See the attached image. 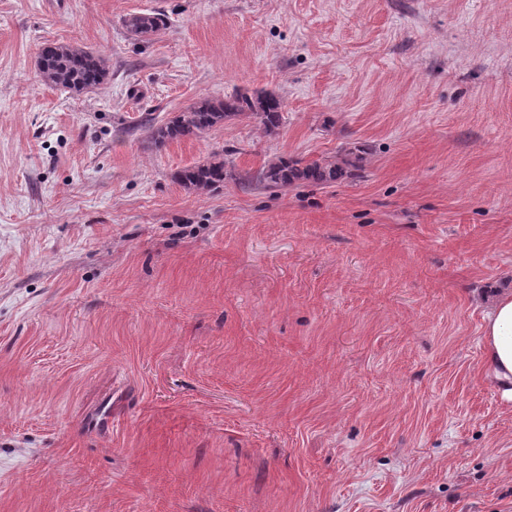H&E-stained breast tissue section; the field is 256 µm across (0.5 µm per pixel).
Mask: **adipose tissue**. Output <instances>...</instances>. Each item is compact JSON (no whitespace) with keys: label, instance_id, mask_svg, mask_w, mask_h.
Returning <instances> with one entry per match:
<instances>
[{"label":"adipose tissue","instance_id":"obj_1","mask_svg":"<svg viewBox=\"0 0 512 512\" xmlns=\"http://www.w3.org/2000/svg\"><path fill=\"white\" fill-rule=\"evenodd\" d=\"M482 373L504 400L512 402V289L498 288L488 298L482 325Z\"/></svg>","mask_w":512,"mask_h":512}]
</instances>
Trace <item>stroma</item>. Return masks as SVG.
Segmentation results:
<instances>
[{"mask_svg":"<svg viewBox=\"0 0 512 512\" xmlns=\"http://www.w3.org/2000/svg\"><path fill=\"white\" fill-rule=\"evenodd\" d=\"M48 42L110 80L41 85ZM246 89L278 135L141 130ZM348 142L369 162L331 186L172 179ZM493 287L512 0H0V512H512ZM124 25L135 40L145 41L166 25L161 13L133 14L124 19Z\"/></svg>","mask_w":512,"mask_h":512,"instance_id":"stroma-1","label":"stroma"}]
</instances>
